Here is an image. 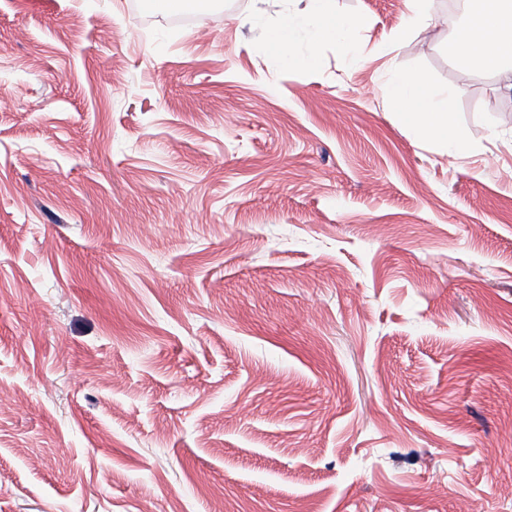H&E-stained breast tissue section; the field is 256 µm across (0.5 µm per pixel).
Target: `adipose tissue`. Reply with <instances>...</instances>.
Listing matches in <instances>:
<instances>
[{
  "label": "adipose tissue",
  "mask_w": 512,
  "mask_h": 512,
  "mask_svg": "<svg viewBox=\"0 0 512 512\" xmlns=\"http://www.w3.org/2000/svg\"><path fill=\"white\" fill-rule=\"evenodd\" d=\"M453 53L472 69L498 72L512 64V0H477L465 25L458 31ZM456 96L448 91L434 97L427 80L420 75H402L392 82L385 101L422 132L447 139L450 155L468 153V144L452 131L448 115Z\"/></svg>",
  "instance_id": "ef3b65f1"
}]
</instances>
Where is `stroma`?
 <instances>
[{
	"mask_svg": "<svg viewBox=\"0 0 512 512\" xmlns=\"http://www.w3.org/2000/svg\"><path fill=\"white\" fill-rule=\"evenodd\" d=\"M447 3L330 0L356 66L271 51L301 0H0V512H512V71ZM456 95L455 90H448L437 99L423 76L401 75L389 85L385 101L389 109L401 113L422 132L447 139L450 155L462 156L468 153L469 146L453 133L448 122Z\"/></svg>",
	"mask_w": 512,
	"mask_h": 512,
	"instance_id": "35a3bbf8",
	"label": "stroma"
}]
</instances>
